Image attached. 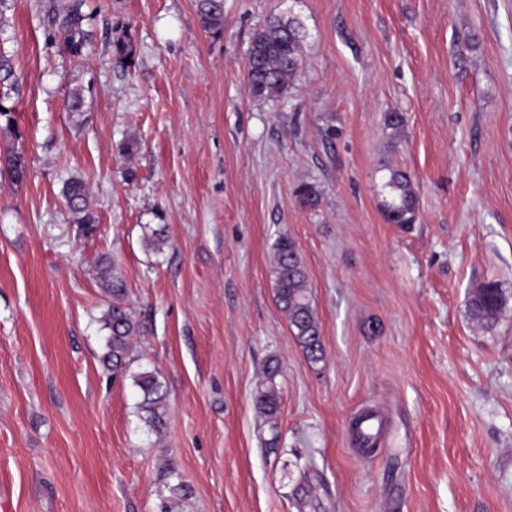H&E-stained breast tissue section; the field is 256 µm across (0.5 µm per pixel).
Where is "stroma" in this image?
Instances as JSON below:
<instances>
[{"label":"stroma","mask_w":512,"mask_h":512,"mask_svg":"<svg viewBox=\"0 0 512 512\" xmlns=\"http://www.w3.org/2000/svg\"><path fill=\"white\" fill-rule=\"evenodd\" d=\"M67 3L8 0L0 23L17 78L0 154L28 161L0 181V512H512V0H224L220 36L196 0H86L78 57L51 24ZM275 16L303 25L302 65L256 101L247 52ZM387 166L412 178L411 226L386 219ZM282 236L317 363L275 300ZM103 255L145 325L122 378L101 362ZM487 280L509 302L483 330L467 302ZM366 408L370 454L349 431ZM1 170L0 176L7 174L11 181L19 182L21 181L26 174L27 171V163L22 152L17 151H9L2 158L1 156ZM3 163V168H2ZM63 197L74 224L81 233L88 235L95 231L96 217L89 208L88 191L81 179L72 178L63 188ZM135 385L142 392V400L139 403L140 413H144L145 423L152 429L158 430L163 425L164 395L156 376L151 372H143L135 375Z\"/></svg>","instance_id":"obj_1"}]
</instances>
